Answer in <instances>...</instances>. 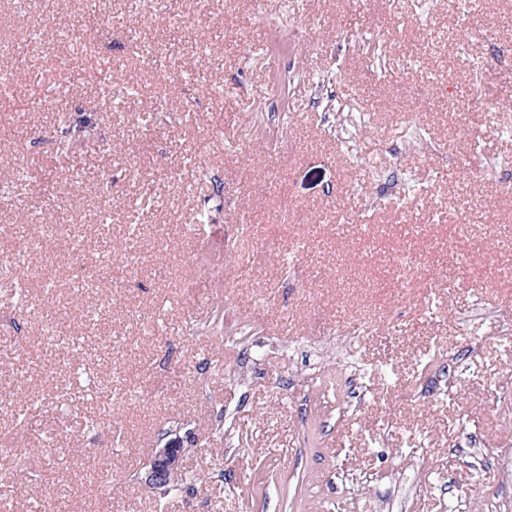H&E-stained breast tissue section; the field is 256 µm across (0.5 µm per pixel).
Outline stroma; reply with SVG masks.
<instances>
[{"instance_id": "obj_1", "label": "stroma", "mask_w": 512, "mask_h": 512, "mask_svg": "<svg viewBox=\"0 0 512 512\" xmlns=\"http://www.w3.org/2000/svg\"><path fill=\"white\" fill-rule=\"evenodd\" d=\"M507 46L512 0H0V460L41 474L0 464V512H512ZM183 451L176 438L168 440L163 448H156L146 466L145 482L156 489L174 486Z\"/></svg>"}]
</instances>
